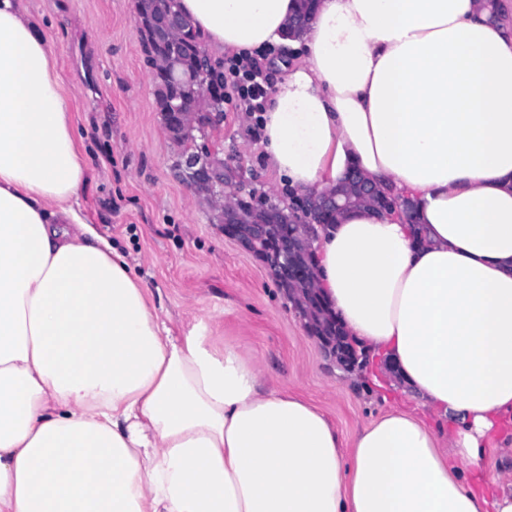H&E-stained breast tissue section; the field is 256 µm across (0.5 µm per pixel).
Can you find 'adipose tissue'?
Returning <instances> with one entry per match:
<instances>
[{
	"instance_id": "obj_1",
	"label": "adipose tissue",
	"mask_w": 512,
	"mask_h": 512,
	"mask_svg": "<svg viewBox=\"0 0 512 512\" xmlns=\"http://www.w3.org/2000/svg\"><path fill=\"white\" fill-rule=\"evenodd\" d=\"M210 50L288 49L262 114L304 195L351 170L416 206L318 229V287L417 395L343 437L260 368L176 336L82 217L87 168L44 31L0 0V512H512V28L483 0H178ZM425 408L443 424L418 416Z\"/></svg>"
}]
</instances>
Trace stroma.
Segmentation results:
<instances>
[{
  "label": "stroma",
  "mask_w": 512,
  "mask_h": 512,
  "mask_svg": "<svg viewBox=\"0 0 512 512\" xmlns=\"http://www.w3.org/2000/svg\"><path fill=\"white\" fill-rule=\"evenodd\" d=\"M48 37L65 87H78L76 132L90 180L80 194L87 222L124 256L173 329L202 321L212 342L248 354L269 387L317 405L344 435L402 406L395 374L370 357L361 376L337 370L278 288L267 264L212 219L191 193L155 102L135 0H26ZM196 145L216 148L243 180L277 200L260 139L237 100Z\"/></svg>",
  "instance_id": "stroma-1"
}]
</instances>
